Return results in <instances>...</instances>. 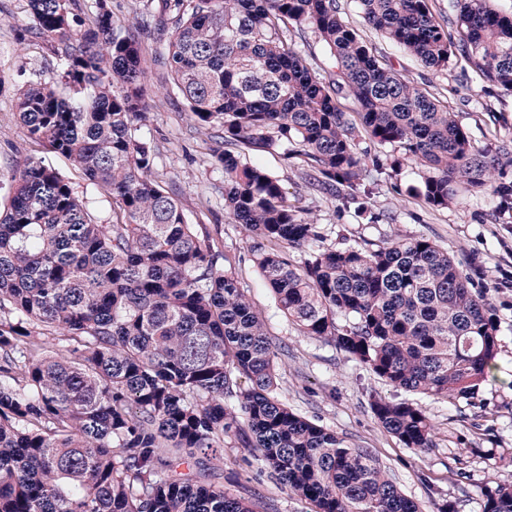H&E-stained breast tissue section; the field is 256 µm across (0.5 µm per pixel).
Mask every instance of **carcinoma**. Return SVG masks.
<instances>
[{
	"label": "carcinoma",
	"instance_id": "cac0c4a2",
	"mask_svg": "<svg viewBox=\"0 0 512 512\" xmlns=\"http://www.w3.org/2000/svg\"><path fill=\"white\" fill-rule=\"evenodd\" d=\"M60 82L22 87L29 137L71 161L118 208L100 224L41 159L16 160L0 210V512H256L177 472L198 473L225 439L312 512H420L369 451L277 396L278 347L224 268V255L151 178L154 157L131 126L146 119L139 43L107 0H26ZM367 24L428 68L461 54L512 92V14L451 0L459 43L428 0H355ZM166 64L194 122L227 148L224 213L251 232L252 260L278 309L304 336L332 342L395 391L437 402L474 397L496 368L491 303L435 241L288 249L322 239L281 180L247 156L300 148L350 208L370 174L355 139L396 145L421 169L415 195L434 208L458 182L495 170L454 113L399 76L343 19L338 0H173ZM91 12L94 25L82 14ZM312 28L335 60L313 72L289 27ZM353 99L355 115L339 97ZM64 342L54 348L56 336ZM236 399L230 404L224 397ZM378 424L414 451L436 447L416 402L370 394ZM483 512H512V482L489 480Z\"/></svg>",
	"mask_w": 512,
	"mask_h": 512
}]
</instances>
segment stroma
I'll list each match as a JSON object with an SVG mask.
<instances>
[{"label":"stroma","mask_w":512,"mask_h":512,"mask_svg":"<svg viewBox=\"0 0 512 512\" xmlns=\"http://www.w3.org/2000/svg\"><path fill=\"white\" fill-rule=\"evenodd\" d=\"M108 3L116 23L129 28L143 52L149 112L147 121L135 123L132 132L154 150L153 178L223 253L225 268L236 273L263 317L280 350L279 398L300 415L343 434L353 447L371 452L422 512H437L446 501L459 512H482L487 478L512 480V465L495 469L481 456L487 448H512V197L503 201L496 193L497 187H512V93L480 79L461 57L441 71L424 67L367 25L350 0H339L347 21L368 46L382 51L400 75L447 103L474 145L498 157L493 189L461 183L455 203L445 209L430 207L411 193L420 182L419 169L407 163L392 171L397 150L377 145L362 132L356 139L359 152L380 163L366 181L368 193L362 201L368 216L363 219L338 210L333 190L316 181L304 156L279 149L258 159L282 180L290 198L310 212L321 228V247L383 245L397 236L430 238L448 250L469 274L473 288L493 306L500 344L495 380L469 400L424 401L438 445L418 453L382 429L370 411V393L387 396L390 388L348 361L333 343L300 335L278 311L253 265L249 231L224 215V173L214 158L224 142L193 122L165 64L172 28L157 22L162 0ZM30 25L26 0H0V180L9 181L18 158L44 159L89 201L99 223H111V196L69 160L34 144L16 114L18 89L30 81L53 84L59 79L56 60L43 40L30 34ZM461 434L466 437L462 443L457 440ZM211 466L214 482L255 503L259 512H310L307 503L261 474L257 461L246 459L243 449L225 448ZM460 469L470 474V481L457 480Z\"/></svg>","instance_id":"35a3bbf8"}]
</instances>
